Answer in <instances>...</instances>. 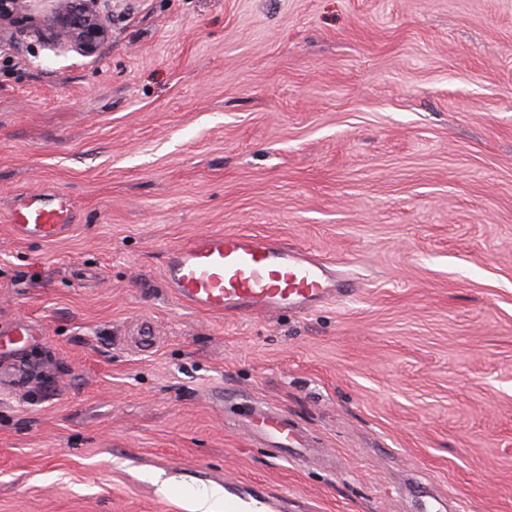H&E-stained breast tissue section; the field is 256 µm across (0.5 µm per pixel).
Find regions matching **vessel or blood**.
<instances>
[{"instance_id":"1","label":"vessel or blood","mask_w":512,"mask_h":512,"mask_svg":"<svg viewBox=\"0 0 512 512\" xmlns=\"http://www.w3.org/2000/svg\"><path fill=\"white\" fill-rule=\"evenodd\" d=\"M9 222L19 239L52 242L64 237L75 219L67 195L48 191L19 199ZM163 276L173 295L189 308L224 316L256 309L301 313L356 294L353 280L337 279L329 263L309 252L269 236L236 232L200 235L172 248ZM247 421L253 435L278 456H288L290 449L307 442L282 410L258 406Z\"/></svg>"}]
</instances>
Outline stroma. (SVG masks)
Segmentation results:
<instances>
[{
    "mask_svg": "<svg viewBox=\"0 0 512 512\" xmlns=\"http://www.w3.org/2000/svg\"><path fill=\"white\" fill-rule=\"evenodd\" d=\"M101 14L90 54L0 33V512H190L230 475L267 512H512V0ZM42 189L81 222L17 239ZM221 232L361 290L191 309L167 253ZM255 402L315 457L252 441Z\"/></svg>",
    "mask_w": 512,
    "mask_h": 512,
    "instance_id": "35a3bbf8",
    "label": "stroma"
}]
</instances>
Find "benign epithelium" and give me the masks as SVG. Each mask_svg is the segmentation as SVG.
Wrapping results in <instances>:
<instances>
[{
  "label": "benign epithelium",
  "instance_id": "7a95c632",
  "mask_svg": "<svg viewBox=\"0 0 512 512\" xmlns=\"http://www.w3.org/2000/svg\"><path fill=\"white\" fill-rule=\"evenodd\" d=\"M100 0H57L55 8L33 28L41 41H66L84 52H92L107 35L97 4ZM25 0H0V23L11 20Z\"/></svg>",
  "mask_w": 512,
  "mask_h": 512
}]
</instances>
